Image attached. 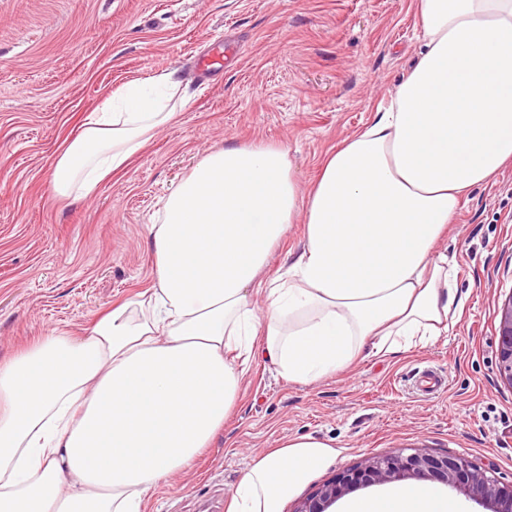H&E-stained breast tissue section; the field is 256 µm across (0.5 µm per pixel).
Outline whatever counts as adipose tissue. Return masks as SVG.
<instances>
[{
	"mask_svg": "<svg viewBox=\"0 0 512 512\" xmlns=\"http://www.w3.org/2000/svg\"><path fill=\"white\" fill-rule=\"evenodd\" d=\"M416 9L415 65L309 191L278 146L202 157L149 227L152 288L88 335L45 336L0 364V512H142L223 428L255 351L308 385L362 348L385 358L447 332L462 304L436 246L463 197L512 165V0ZM179 87L168 72L114 90L53 160V191L87 195L122 170L173 118ZM298 221L301 251L267 273ZM333 454L311 436L283 442L250 466L228 512H281ZM340 512L460 507L417 483Z\"/></svg>",
	"mask_w": 512,
	"mask_h": 512,
	"instance_id": "obj_1",
	"label": "adipose tissue"
}]
</instances>
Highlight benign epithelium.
<instances>
[{
  "instance_id": "7a95c632",
  "label": "benign epithelium",
  "mask_w": 512,
  "mask_h": 512,
  "mask_svg": "<svg viewBox=\"0 0 512 512\" xmlns=\"http://www.w3.org/2000/svg\"><path fill=\"white\" fill-rule=\"evenodd\" d=\"M497 336L498 371L512 385V296L500 308ZM405 479L440 480L482 501L488 512H512V483H503L493 470L482 469L464 456L434 455L424 448L367 457L319 487L295 512H327L336 499L355 487Z\"/></svg>"
}]
</instances>
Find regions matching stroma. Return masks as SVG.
Masks as SVG:
<instances>
[{
	"mask_svg": "<svg viewBox=\"0 0 512 512\" xmlns=\"http://www.w3.org/2000/svg\"><path fill=\"white\" fill-rule=\"evenodd\" d=\"M414 0H0V362L49 334L82 336L154 279L149 225L208 152L283 146L302 187L369 123L421 49ZM176 72L175 120L96 191L52 190L49 166L113 90ZM461 318L424 347L367 358L312 385L252 358L223 429L143 512L227 506L252 461L312 436L335 458L284 502L369 456L423 447L512 481V385L497 370L498 310L512 296V168L472 190L442 243ZM433 367L442 395L414 382Z\"/></svg>",
	"mask_w": 512,
	"mask_h": 512,
	"instance_id": "stroma-1",
	"label": "stroma"
}]
</instances>
